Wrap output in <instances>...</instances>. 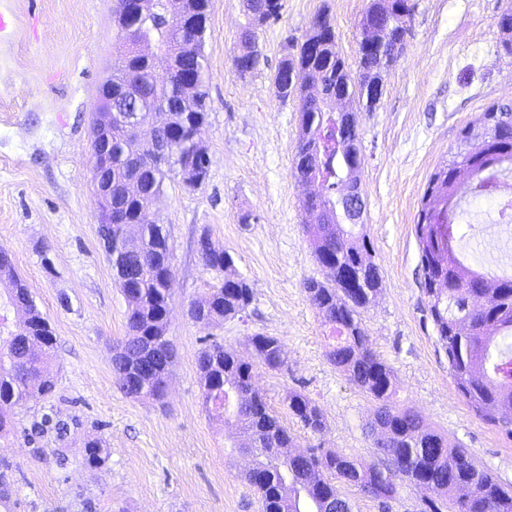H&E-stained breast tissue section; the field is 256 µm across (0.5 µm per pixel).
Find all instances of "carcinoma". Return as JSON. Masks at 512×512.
Returning <instances> with one entry per match:
<instances>
[{
  "instance_id": "1",
  "label": "carcinoma",
  "mask_w": 512,
  "mask_h": 512,
  "mask_svg": "<svg viewBox=\"0 0 512 512\" xmlns=\"http://www.w3.org/2000/svg\"><path fill=\"white\" fill-rule=\"evenodd\" d=\"M140 25L129 30L115 10V38L123 54L112 64V89L126 102L112 112V165L104 170L112 182V211L121 222L100 225L110 240H136L139 250L125 252L120 264L127 282L120 288L126 303L127 334L112 357L117 389L133 399L159 398L172 365L166 336L173 297V271L164 227L143 224L140 213L164 194L169 174L189 187L202 184L209 165L189 143L192 133L208 123L209 80L203 52L204 28L181 31L167 15L170 0H152ZM212 0H185L179 11L205 22ZM251 26L279 16L280 0H247ZM411 0H370L359 21L358 71H352L336 50V33L327 15L310 22L305 41L294 56L281 60L273 86L281 98L299 102L302 134L296 146L294 172L304 187L305 225L317 262L331 266L330 276L310 278L303 289L331 342L326 358L374 402L369 431L385 462H366L316 448L296 451L295 437L254 388L261 369L280 371L287 364L284 346L275 336L251 337V355L241 357L216 341L198 357L202 404L215 420L238 430L232 451L251 457L241 479L258 493L263 512H353L337 484L354 486L386 504L394 500L398 482H410L436 493L441 505L430 512H512V488H505L464 448H452L415 410L394 402V375L376 353L361 322V313L376 300L381 287L373 247L366 233L340 219L339 200L361 194L358 172L362 159L355 113L347 107L355 90L382 88V73L404 46L400 32L409 30ZM381 24L384 50L364 39L368 28ZM500 47L512 56V7L498 20ZM253 32L248 30L234 64L241 75L259 65ZM169 70V81L154 80L153 69ZM125 112H141L153 128V139L138 140L126 128ZM494 112L512 116V104H493L461 132L466 150H458L430 177L428 189L450 199L461 184L473 198L485 196L488 182L499 179L496 168L512 165V124L499 128L485 145L486 125ZM166 141L172 157L164 167L152 166L155 146ZM420 211L415 232L420 248L421 288L436 331L448 357V369L459 392L482 420L512 438V276L492 277L462 263L448 246L457 226L425 224ZM203 265L222 283L203 301L193 302L190 317L205 327L246 313L252 302L248 281L233 270V259L207 233L198 240ZM0 441L14 431L13 409L28 399L48 396L56 380L48 366L56 337L39 311L32 292L12 264L0 254ZM21 310L19 321L9 313ZM288 412L301 427L318 433L325 427L322 409L307 395L291 391ZM109 448L100 437L84 442V463L106 464Z\"/></svg>"
}]
</instances>
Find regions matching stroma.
Returning a JSON list of instances; mask_svg holds the SVG:
<instances>
[{
    "label": "stroma",
    "mask_w": 512,
    "mask_h": 512,
    "mask_svg": "<svg viewBox=\"0 0 512 512\" xmlns=\"http://www.w3.org/2000/svg\"><path fill=\"white\" fill-rule=\"evenodd\" d=\"M404 50L374 105L353 102L361 137V218L381 275V291L361 319L396 380V401L421 413L450 445L468 449L512 486V439L470 408L448 371L426 308L415 223L429 177L457 147L462 129L487 107L512 102V56L500 49L498 18L512 0H413ZM277 20L255 32L256 70L232 64L248 24L244 0H212L204 39L209 122L200 142L210 159L197 188L166 179L151 222L163 225L174 294L167 336L174 363L162 400L132 399L115 387L112 350L127 331L126 303L99 235L91 138L99 90L122 46L115 0H0L10 21L0 33V251L12 259L56 336L53 395L19 406L14 434L0 444L13 466L0 512H262L241 480L249 457L230 453L229 429L202 406L200 351L214 341L249 357L257 333L278 337L288 366L260 371L256 388L297 437L372 460L366 429L373 403L326 359V335L303 290L326 279L305 232L308 216L293 175L301 114L272 84L296 54L309 22L326 12L336 45L357 62V23L369 0H281ZM492 199H469L457 217L454 250L492 272L506 262L476 248ZM223 245L253 301L246 314L206 328L187 314L221 278L197 250L202 233ZM298 391L323 410L322 433L303 430L285 397ZM64 436L31 439L43 415ZM103 438L105 466L83 461L86 439Z\"/></svg>",
    "instance_id": "35a3bbf8"
}]
</instances>
